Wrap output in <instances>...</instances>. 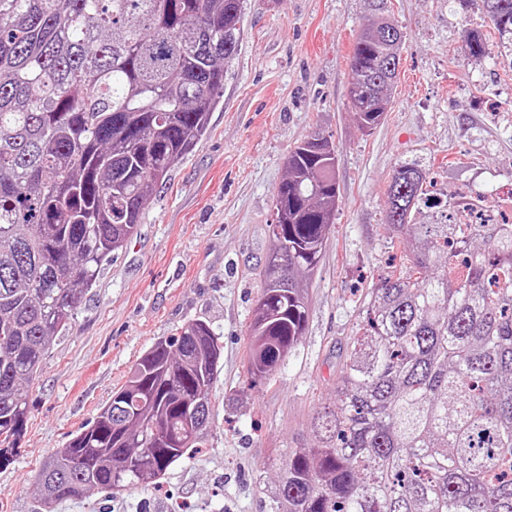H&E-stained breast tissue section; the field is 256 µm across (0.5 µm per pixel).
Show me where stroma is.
Listing matches in <instances>:
<instances>
[{
	"mask_svg": "<svg viewBox=\"0 0 512 512\" xmlns=\"http://www.w3.org/2000/svg\"><path fill=\"white\" fill-rule=\"evenodd\" d=\"M367 0H245L238 52L210 128L169 173L136 234L106 263L71 328L57 337L29 390L24 435L0 466V512H42V462L108 405L139 357L194 319L223 353L210 388L211 429L159 487L94 493L58 512H271L289 448L334 399L371 288L386 271V190L396 170L428 171L442 198L495 207L512 184V57L481 0H390L403 34L399 79L383 123L360 131L347 106L355 32ZM482 33L488 56L463 51ZM329 136L339 199L296 348L271 379L247 370L273 198L289 153Z\"/></svg>",
	"mask_w": 512,
	"mask_h": 512,
	"instance_id": "1",
	"label": "stroma"
}]
</instances>
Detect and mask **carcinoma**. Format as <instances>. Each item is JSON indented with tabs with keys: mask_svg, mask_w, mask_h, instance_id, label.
I'll return each mask as SVG.
<instances>
[{
	"mask_svg": "<svg viewBox=\"0 0 512 512\" xmlns=\"http://www.w3.org/2000/svg\"><path fill=\"white\" fill-rule=\"evenodd\" d=\"M356 34L353 115L380 125L403 34L388 0ZM512 46V0H482ZM244 0H0V458L17 447L28 384L71 325L144 205L209 129ZM489 54L479 35L465 43ZM272 248L247 339L268 378L305 329L336 209V153L314 133L288 156ZM428 174L403 165L386 224L403 262L372 289L313 443L288 450L272 512H512V224H457L431 206ZM433 220L419 224L420 209ZM263 329L268 359L254 357ZM222 345L196 319L156 341L85 430L36 475L44 512L90 492L152 487L212 418ZM168 418L150 446L148 414Z\"/></svg>",
	"mask_w": 512,
	"mask_h": 512,
	"instance_id": "cac0c4a2",
	"label": "carcinoma"
}]
</instances>
